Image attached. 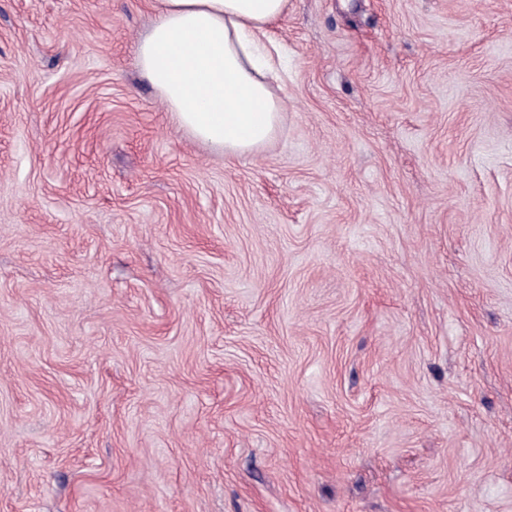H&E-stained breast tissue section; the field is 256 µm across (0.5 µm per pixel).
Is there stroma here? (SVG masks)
I'll list each match as a JSON object with an SVG mask.
<instances>
[{"mask_svg":"<svg viewBox=\"0 0 512 512\" xmlns=\"http://www.w3.org/2000/svg\"><path fill=\"white\" fill-rule=\"evenodd\" d=\"M155 19L0 0V512H512V0H288L242 157Z\"/></svg>","mask_w":512,"mask_h":512,"instance_id":"obj_1","label":"stroma"}]
</instances>
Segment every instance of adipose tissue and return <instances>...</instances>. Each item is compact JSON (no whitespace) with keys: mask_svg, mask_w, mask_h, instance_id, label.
<instances>
[{"mask_svg":"<svg viewBox=\"0 0 512 512\" xmlns=\"http://www.w3.org/2000/svg\"><path fill=\"white\" fill-rule=\"evenodd\" d=\"M287 9L288 0H156L136 63L196 140L248 154L280 122L283 102L266 81L280 58L264 37Z\"/></svg>","mask_w":512,"mask_h":512,"instance_id":"1","label":"adipose tissue"}]
</instances>
